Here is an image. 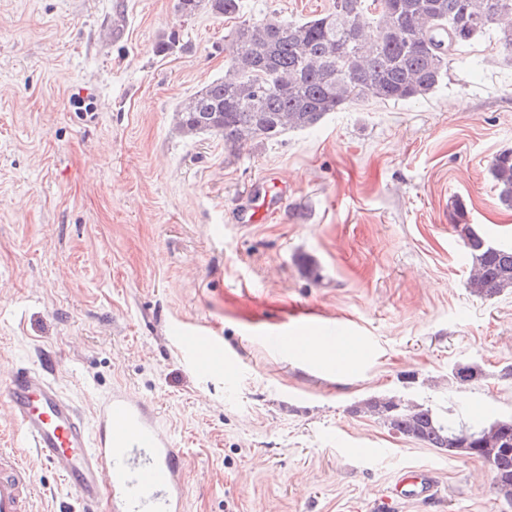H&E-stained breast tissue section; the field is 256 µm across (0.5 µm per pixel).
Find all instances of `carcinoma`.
<instances>
[{
  "label": "carcinoma",
  "instance_id": "cac0c4a2",
  "mask_svg": "<svg viewBox=\"0 0 512 512\" xmlns=\"http://www.w3.org/2000/svg\"><path fill=\"white\" fill-rule=\"evenodd\" d=\"M239 13V0H176V11ZM494 34L512 39V0H334L325 13L300 20L243 21L225 48L224 77L191 95L175 113L183 135L224 136L232 152L245 141L270 140L314 126L325 115L369 100L425 98L448 80L457 51ZM499 201L512 207V149L492 160ZM471 259L466 288L492 298L512 290V248L495 245L467 224L457 204ZM427 448L482 461L498 495L512 504V416L454 422L431 406L371 396L352 409Z\"/></svg>",
  "mask_w": 512,
  "mask_h": 512
}]
</instances>
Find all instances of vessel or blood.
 <instances>
[{
  "instance_id": "1",
  "label": "vessel or blood",
  "mask_w": 512,
  "mask_h": 512,
  "mask_svg": "<svg viewBox=\"0 0 512 512\" xmlns=\"http://www.w3.org/2000/svg\"><path fill=\"white\" fill-rule=\"evenodd\" d=\"M7 397L18 431L40 461L75 494L79 505L106 500L108 512H185L186 459L145 401L115 390L87 430L82 416L45 372L20 369ZM30 470L0 448V512H31ZM432 472L409 470L388 486L374 512H391L412 498L434 499Z\"/></svg>"
}]
</instances>
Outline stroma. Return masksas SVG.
Masks as SVG:
<instances>
[{
  "label": "stroma",
  "instance_id": "stroma-1",
  "mask_svg": "<svg viewBox=\"0 0 512 512\" xmlns=\"http://www.w3.org/2000/svg\"><path fill=\"white\" fill-rule=\"evenodd\" d=\"M176 0H0V448L32 470L35 512L70 490L15 435L3 388L46 369L93 422L117 388L188 455L185 512H370L403 471L438 481L395 512H503L482 462L354 410L373 395L512 415V294L465 286L450 214L512 244L489 167L512 149V54L463 47L446 86L369 101L274 140L185 138L176 106L223 77L235 21ZM333 0H240L294 19ZM175 37L168 52L158 42ZM273 193L258 223L238 216ZM218 340L206 370L174 339ZM333 337V359L271 337ZM479 380L461 386L455 365Z\"/></svg>",
  "mask_w": 512,
  "mask_h": 512
}]
</instances>
